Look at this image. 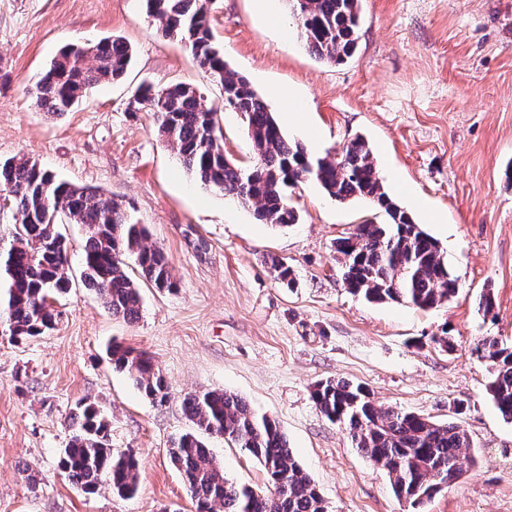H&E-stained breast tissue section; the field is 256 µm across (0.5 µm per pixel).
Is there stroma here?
<instances>
[{"label": "stroma", "mask_w": 512, "mask_h": 512, "mask_svg": "<svg viewBox=\"0 0 512 512\" xmlns=\"http://www.w3.org/2000/svg\"><path fill=\"white\" fill-rule=\"evenodd\" d=\"M210 26L290 139L316 156L366 139L386 190L438 241L458 292L429 311L350 293L335 244L377 217L367 202H336L305 181L288 191L301 222L279 228L187 173L153 114L129 111V99L144 84L186 82L220 106L223 90L188 47L161 36L144 0H0V159L26 156L123 203L178 285L161 293L142 284L138 318L112 316L82 279L84 227L61 225L72 287L54 305V330L0 332V512H195L167 450L191 427L184 396L207 390L275 419L329 512H413L317 411L313 389L326 379L467 430L461 477L420 512H512V422L494 407L489 367L473 352L485 336L512 346V0H362L356 52L339 65L306 51L287 0H213ZM111 36L133 49L122 79L58 117L36 106L32 80L64 47ZM220 125L227 157L249 163L245 118L222 109ZM189 229L205 252L188 245ZM273 257L291 267L293 285L273 279ZM487 291L488 313L479 305ZM445 334L453 350L438 344ZM115 344L152 358L166 402L113 368ZM89 402L113 453L140 462L133 498L105 484L84 493L58 468L76 407ZM206 442L229 478L265 490L263 466L244 449L216 434Z\"/></svg>", "instance_id": "35a3bbf8"}]
</instances>
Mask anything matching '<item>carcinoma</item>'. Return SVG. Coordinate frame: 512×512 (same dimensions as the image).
Segmentation results:
<instances>
[{
    "label": "carcinoma",
    "instance_id": "carcinoma-1",
    "mask_svg": "<svg viewBox=\"0 0 512 512\" xmlns=\"http://www.w3.org/2000/svg\"><path fill=\"white\" fill-rule=\"evenodd\" d=\"M145 2L162 35L190 47L211 80L221 85L224 107L241 113L251 131L254 162L241 166L225 155L218 109L204 106L197 88L182 82L158 90L140 88L136 109L156 116L158 135L176 150L188 173L202 186L250 207L263 224L299 223L287 188L303 180L317 182L338 202L368 199L386 215V222L360 224L336 240L347 288L368 300L406 303L421 310L455 296L458 284L439 243L385 190L364 140L352 139L338 157L308 154L286 137L270 103L224 61L212 41L210 0ZM360 2L290 0L307 51L332 64L351 58L358 42ZM93 48L89 56L88 46L70 48L51 62L32 89L37 106L59 116L77 101L76 91L124 76L132 59L130 45L105 39ZM1 193L10 201L13 225L10 248L0 251V269L8 279L6 318L12 336H41L55 327L52 302L71 288L65 271L67 246L56 230L63 216L86 228L84 283L112 315L133 320L140 313V289L125 270L128 256L153 287L176 290L164 252L145 243V228L133 221L122 203L95 189L61 181L25 156L0 161ZM270 269L274 280L292 283L287 263L273 259ZM475 352L489 364L488 391L494 405L504 420L512 421V347L485 336ZM110 361L128 373L146 397L167 399V382L146 353L114 346ZM313 400L320 414L344 425L355 448L386 471L397 498L412 509L460 477L462 453L470 447L462 424H437L383 407L362 385L342 379L318 383ZM183 411L195 430L174 440L168 454L196 512H329L275 420L258 416L238 395L218 390L187 394ZM73 426L60 452L61 471L87 494L96 493L106 481L117 496L133 497L139 486L138 461L131 453L113 454L107 424L95 404L81 405ZM204 434L222 435L247 451L263 465L273 490L258 492L229 479L203 441Z\"/></svg>",
    "mask_w": 512,
    "mask_h": 512
}]
</instances>
